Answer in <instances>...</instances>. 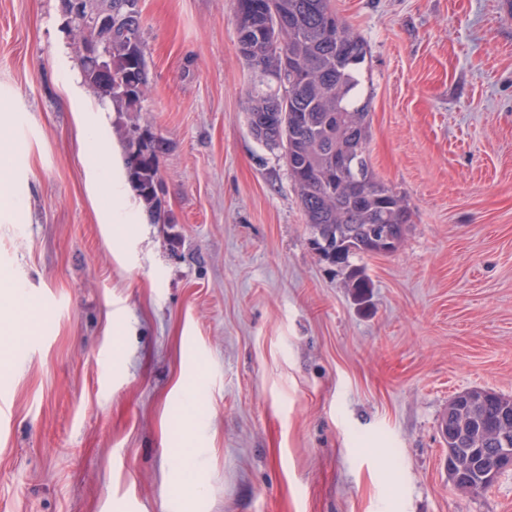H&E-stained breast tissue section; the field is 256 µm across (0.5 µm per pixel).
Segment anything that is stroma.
<instances>
[{
    "mask_svg": "<svg viewBox=\"0 0 512 512\" xmlns=\"http://www.w3.org/2000/svg\"><path fill=\"white\" fill-rule=\"evenodd\" d=\"M333 7L367 46L371 167L412 213L394 253L352 258L360 300L248 129L236 0H140L148 90L123 114L59 0H0V512H512V470L456 491L438 432L460 392L512 397V16ZM119 121L167 145L166 220L117 237L92 167Z\"/></svg>",
    "mask_w": 512,
    "mask_h": 512,
    "instance_id": "1",
    "label": "stroma"
}]
</instances>
